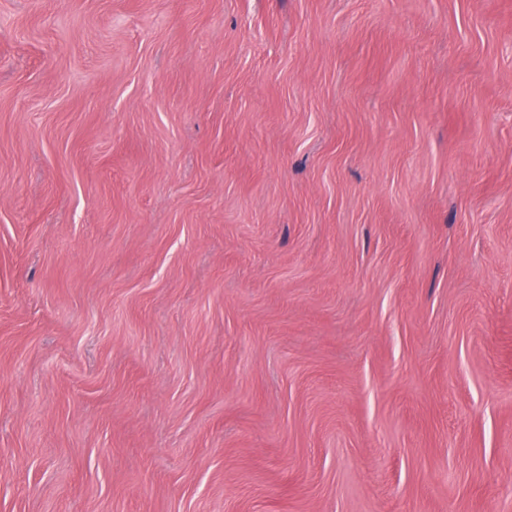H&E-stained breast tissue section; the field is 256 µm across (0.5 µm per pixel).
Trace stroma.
Masks as SVG:
<instances>
[{"label": "stroma", "instance_id": "35a3bbf8", "mask_svg": "<svg viewBox=\"0 0 512 512\" xmlns=\"http://www.w3.org/2000/svg\"><path fill=\"white\" fill-rule=\"evenodd\" d=\"M0 512H512V0H0Z\"/></svg>", "mask_w": 512, "mask_h": 512}]
</instances>
